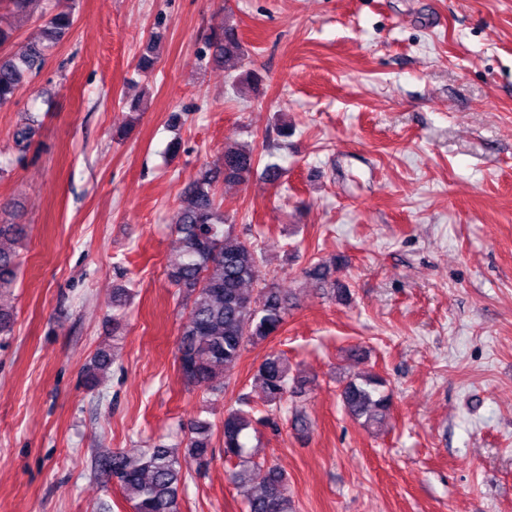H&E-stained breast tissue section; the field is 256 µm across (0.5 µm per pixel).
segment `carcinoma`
<instances>
[{
    "mask_svg": "<svg viewBox=\"0 0 512 512\" xmlns=\"http://www.w3.org/2000/svg\"><path fill=\"white\" fill-rule=\"evenodd\" d=\"M40 26L41 39L27 52L0 55V105L11 102L18 91L45 65L46 52L73 28L74 14L60 7V0H46ZM217 62L231 69L244 67V53L233 27H225L208 41ZM39 129L30 115L13 131V142L25 154ZM257 154L250 146L224 149V181L242 182L253 172ZM216 173L205 170L185 187L182 207L175 224L180 243V260L169 272L171 280L187 298L190 307L180 327L178 364L185 379L223 391L212 385L221 368L230 369L249 345H257L278 333L288 316L289 298L261 274V260L254 242L227 226L215 202ZM19 273L15 253L0 246V296L13 287ZM336 261H318L305 271L308 280L333 290L341 298L346 289L336 283ZM261 281L263 287L252 297L245 286ZM263 403L276 410L297 395L291 384L288 359L278 352L266 354L255 375ZM383 380L374 375L351 378L342 386L340 398L345 413L366 428L389 410L390 395L382 390ZM230 408L224 414V459L231 463L229 479L245 498L246 512H296L288 478L267 463L261 449L250 447L251 430L261 421L252 411ZM188 452L203 467L214 457L210 426L196 421L187 427ZM101 474L115 482L132 503L134 512H181L180 491L186 483L173 449L158 444L137 456L115 451L102 460Z\"/></svg>",
    "mask_w": 512,
    "mask_h": 512,
    "instance_id": "obj_1",
    "label": "carcinoma"
}]
</instances>
